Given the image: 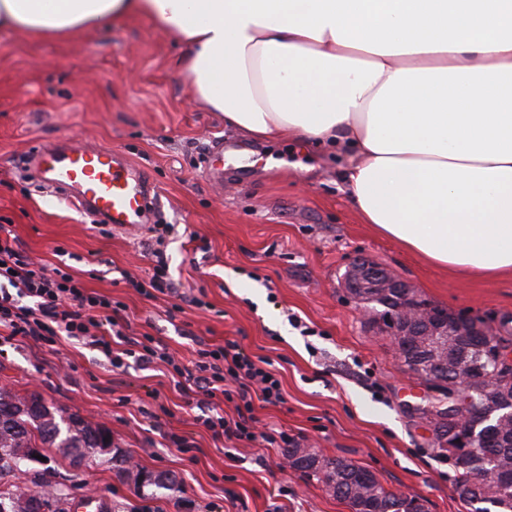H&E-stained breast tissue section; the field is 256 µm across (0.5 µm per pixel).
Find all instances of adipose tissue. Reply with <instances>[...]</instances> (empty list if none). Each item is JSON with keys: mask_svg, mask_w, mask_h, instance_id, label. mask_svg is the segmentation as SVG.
<instances>
[{"mask_svg": "<svg viewBox=\"0 0 512 512\" xmlns=\"http://www.w3.org/2000/svg\"><path fill=\"white\" fill-rule=\"evenodd\" d=\"M132 18L231 125L343 154L363 223L512 275V0H0V28L44 39Z\"/></svg>", "mask_w": 512, "mask_h": 512, "instance_id": "obj_1", "label": "adipose tissue"}]
</instances>
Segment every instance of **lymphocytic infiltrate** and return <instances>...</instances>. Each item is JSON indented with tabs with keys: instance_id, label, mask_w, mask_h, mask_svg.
<instances>
[{
	"instance_id": "1",
	"label": "lymphocytic infiltrate",
	"mask_w": 512,
	"mask_h": 512,
	"mask_svg": "<svg viewBox=\"0 0 512 512\" xmlns=\"http://www.w3.org/2000/svg\"><path fill=\"white\" fill-rule=\"evenodd\" d=\"M54 254L59 258L57 265L34 261L11 225L0 224L1 336L48 343L61 336L82 339L96 347L115 369L126 368L131 359L144 365L162 362L172 368L182 390L200 394L209 405L217 401L232 404L233 417L217 412L196 417V424L210 431L214 439L235 446L257 441L275 448L291 446L287 433L260 426L255 415V402L283 403L282 383L274 370L249 355L240 341L228 338L220 345H203L194 359L182 363L151 336L136 337L120 330L123 304L87 291L62 263L64 248L55 247ZM154 256L152 274L144 278L123 274L125 286L147 298L159 293L203 307L201 298L181 294L169 276L162 251L158 249ZM116 340L122 351H113Z\"/></svg>"
}]
</instances>
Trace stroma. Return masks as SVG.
I'll return each mask as SVG.
<instances>
[{"label":"stroma","instance_id":"1","mask_svg":"<svg viewBox=\"0 0 512 512\" xmlns=\"http://www.w3.org/2000/svg\"><path fill=\"white\" fill-rule=\"evenodd\" d=\"M183 49L145 19L104 24L65 41L0 29V217L29 255L73 254L86 288L125 306L134 333L177 358L198 342L240 340L269 359L285 401L256 403L261 422L303 448L346 457L385 487L426 500L428 512H469L450 481L453 460L434 448L411 406L425 388L404 372L390 336L370 328L342 286L351 260L389 267L422 298L490 321L512 338V275L465 279L362 223L336 177L339 158L288 140H258L227 125L189 93ZM224 139V182L204 173L212 139ZM65 138L122 150L155 185L158 221L175 225L163 248L172 278L204 289L206 308L171 314L173 298L148 299L119 284L155 263L148 231L102 224L47 193L27 169L34 146ZM210 245L200 253L188 231ZM298 317L310 335L289 322ZM107 426L135 466L177 477L180 489L139 497L110 464L72 466L48 449L57 481L105 512H350L316 481L279 468L280 449L232 448L196 426L199 397L176 388L163 363L112 370L93 348L0 336V386ZM188 438L182 452L168 434Z\"/></svg>","mask_w":512,"mask_h":512}]
</instances>
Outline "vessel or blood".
<instances>
[{"instance_id":"1","label":"vessel or blood","mask_w":512,"mask_h":512,"mask_svg":"<svg viewBox=\"0 0 512 512\" xmlns=\"http://www.w3.org/2000/svg\"><path fill=\"white\" fill-rule=\"evenodd\" d=\"M44 183L62 189L80 211L116 229L141 226L152 205L153 188L144 171L118 150L67 144L39 146L31 154ZM205 174L224 180V141L214 139L207 153Z\"/></svg>"}]
</instances>
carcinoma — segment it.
I'll return each mask as SVG.
<instances>
[{"label": "carcinoma", "instance_id": "obj_1", "mask_svg": "<svg viewBox=\"0 0 512 512\" xmlns=\"http://www.w3.org/2000/svg\"><path fill=\"white\" fill-rule=\"evenodd\" d=\"M112 432L103 425H92L76 413L63 417L48 407L35 392L21 396L0 387V481L20 474L29 483L14 484L8 492L0 491V512H21L19 502L28 495L27 485L40 489L36 497L44 504L43 512H68L67 493L55 488L45 478L46 469L26 459L25 448H56L71 464L90 455L123 465L126 455L112 446ZM112 451H103V446ZM492 458L469 459L455 481L459 495L468 503L481 502L470 512H512V429L503 435V443L489 449ZM292 469L316 481L329 496L344 502L351 512H411L418 496H408L385 487L365 467L346 458L329 456L316 448L291 446L283 449ZM134 488L177 490L175 477L157 473L155 479H142L143 470L123 469Z\"/></svg>", "mask_w": 512, "mask_h": 512}]
</instances>
